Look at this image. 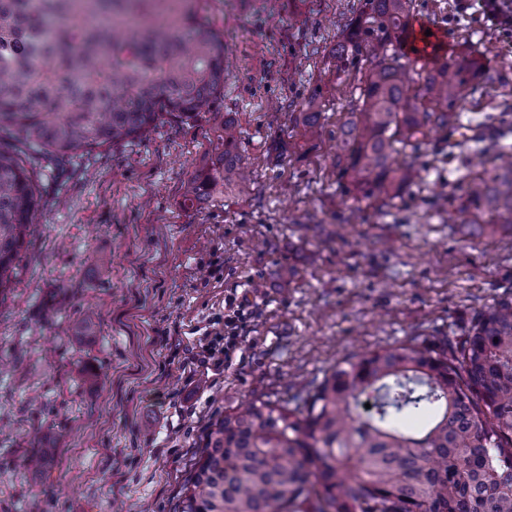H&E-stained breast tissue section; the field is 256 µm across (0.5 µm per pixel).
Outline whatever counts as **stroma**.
Segmentation results:
<instances>
[{
  "label": "stroma",
  "mask_w": 512,
  "mask_h": 512,
  "mask_svg": "<svg viewBox=\"0 0 512 512\" xmlns=\"http://www.w3.org/2000/svg\"><path fill=\"white\" fill-rule=\"evenodd\" d=\"M353 0H201L221 30L229 76L211 111L165 121L147 139L76 153L41 179V202L0 302V512H178L197 450L225 409L292 397L337 361L379 347L461 336L512 301V234L471 238L435 214L464 192L490 113H512V83L469 91L448 157L424 145L421 181L399 207L358 208L331 164L359 83L331 73L337 23ZM416 20L512 80V27L480 5L419 0ZM320 88V135L291 131L289 103ZM232 114L247 190L216 182L202 208L183 186L208 165ZM286 138L282 157L270 152ZM224 275L210 277L212 256ZM293 268L283 282L285 268ZM248 304L223 375L184 373L192 330ZM91 316L87 336L72 331ZM47 462L26 469L34 433Z\"/></svg>",
  "instance_id": "obj_1"
}]
</instances>
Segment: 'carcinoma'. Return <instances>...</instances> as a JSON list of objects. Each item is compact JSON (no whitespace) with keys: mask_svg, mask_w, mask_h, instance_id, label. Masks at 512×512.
<instances>
[{"mask_svg":"<svg viewBox=\"0 0 512 512\" xmlns=\"http://www.w3.org/2000/svg\"><path fill=\"white\" fill-rule=\"evenodd\" d=\"M416 0H357L332 51L336 79L366 66L360 104L336 130V175L352 198L396 205L428 136L448 142L463 99L509 79L472 56L435 61L416 88L400 46ZM224 88V38L199 0H0V295L41 196L38 173L147 137L165 117L209 112ZM320 134L315 88L291 112ZM496 173L476 175L446 223L512 233V122L498 119ZM240 185L234 119L213 147ZM211 169L181 205L209 197ZM370 408H365V404ZM180 512H512V302L440 344L343 359L305 395H257L208 428Z\"/></svg>","mask_w":512,"mask_h":512,"instance_id":"1","label":"carcinoma"}]
</instances>
